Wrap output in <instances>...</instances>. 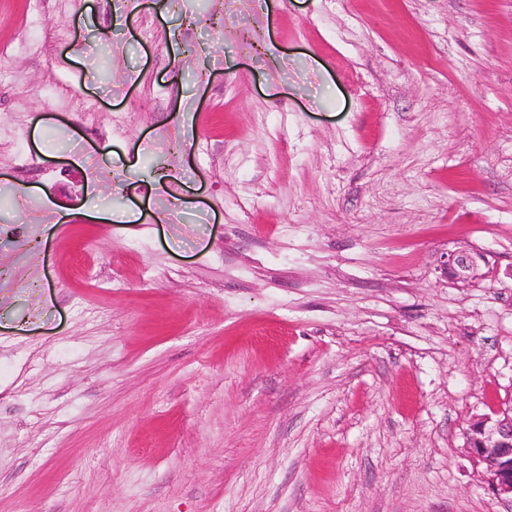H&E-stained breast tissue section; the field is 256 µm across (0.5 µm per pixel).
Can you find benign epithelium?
Returning a JSON list of instances; mask_svg holds the SVG:
<instances>
[{"label": "benign epithelium", "mask_w": 512, "mask_h": 512, "mask_svg": "<svg viewBox=\"0 0 512 512\" xmlns=\"http://www.w3.org/2000/svg\"><path fill=\"white\" fill-rule=\"evenodd\" d=\"M477 271L476 257L467 252L448 256L445 274L453 280L466 281ZM473 437L468 440L471 453L485 465L491 489L498 496L512 497V410L476 416L469 422Z\"/></svg>", "instance_id": "1"}]
</instances>
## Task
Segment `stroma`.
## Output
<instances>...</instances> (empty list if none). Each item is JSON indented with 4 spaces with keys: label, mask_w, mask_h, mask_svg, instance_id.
<instances>
[{
    "label": "stroma",
    "mask_w": 512,
    "mask_h": 512,
    "mask_svg": "<svg viewBox=\"0 0 512 512\" xmlns=\"http://www.w3.org/2000/svg\"><path fill=\"white\" fill-rule=\"evenodd\" d=\"M0 55V512H512V0H0ZM477 266L476 257L467 252H457L448 256L444 269L447 277L466 281L476 275ZM469 425L474 434L468 435L471 453L485 465L492 491L512 498V410L495 418L476 416Z\"/></svg>",
    "instance_id": "1"
}]
</instances>
